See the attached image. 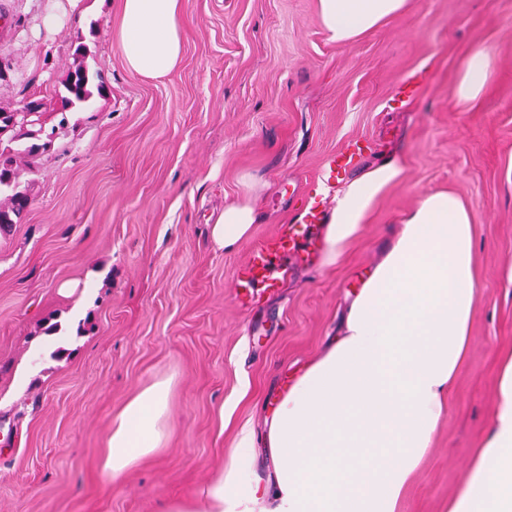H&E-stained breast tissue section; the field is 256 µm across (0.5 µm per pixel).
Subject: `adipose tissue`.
Returning a JSON list of instances; mask_svg holds the SVG:
<instances>
[{
  "instance_id": "obj_1",
  "label": "adipose tissue",
  "mask_w": 512,
  "mask_h": 512,
  "mask_svg": "<svg viewBox=\"0 0 512 512\" xmlns=\"http://www.w3.org/2000/svg\"><path fill=\"white\" fill-rule=\"evenodd\" d=\"M408 2L318 0V6L331 38L350 44L398 17ZM121 15L127 68L150 79L168 76L183 52L181 0H122ZM492 61L486 47L467 52L453 88L457 103L478 98ZM404 175L392 158L343 186L325 228L324 266L362 238L375 204ZM259 219L251 199L228 203L212 227L214 245L240 246ZM476 235L472 208L460 196L420 195L352 299L341 335L273 410L265 438L277 465L262 490L243 479L255 443L246 429L202 502L174 501L164 512H253L260 495L270 512H395L469 354L479 288ZM169 393V380L153 381L112 419L102 466L113 477L163 447ZM447 512H512V350L495 375L485 439Z\"/></svg>"
}]
</instances>
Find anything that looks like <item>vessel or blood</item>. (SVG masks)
<instances>
[{"instance_id": "1", "label": "vessel or blood", "mask_w": 512, "mask_h": 512, "mask_svg": "<svg viewBox=\"0 0 512 512\" xmlns=\"http://www.w3.org/2000/svg\"><path fill=\"white\" fill-rule=\"evenodd\" d=\"M350 153L330 155L319 174L320 180L332 183L353 165ZM322 214L310 212L304 225L284 224L258 247L252 249L248 259L237 276V286L245 297H253L255 285L268 288L279 287L288 276L291 264H300L308 259L317 248V241L309 234V227L321 223Z\"/></svg>"}]
</instances>
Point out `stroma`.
I'll return each instance as SVG.
<instances>
[{"label":"stroma","instance_id":"1","mask_svg":"<svg viewBox=\"0 0 512 512\" xmlns=\"http://www.w3.org/2000/svg\"><path fill=\"white\" fill-rule=\"evenodd\" d=\"M55 5L0 0V108L41 101L58 129L21 167L31 203L0 234V512H162L197 498L336 335L418 197L449 189L478 231L470 354L396 509L444 512L512 348V0H410L350 45L330 38L318 0H182L183 56L160 80L125 66L120 0H78L46 26ZM80 34L107 91L63 117L55 91ZM477 45L493 76L461 107L452 88ZM354 143L356 171L405 166L364 238L336 265L313 259L276 293L238 300L262 238L331 211L313 182ZM244 197L261 221L238 248H216L213 224ZM157 379L171 382L167 441L112 478L111 420Z\"/></svg>","mask_w":512,"mask_h":512}]
</instances>
